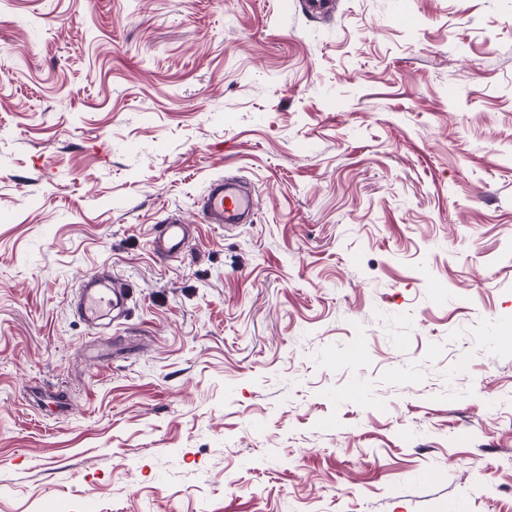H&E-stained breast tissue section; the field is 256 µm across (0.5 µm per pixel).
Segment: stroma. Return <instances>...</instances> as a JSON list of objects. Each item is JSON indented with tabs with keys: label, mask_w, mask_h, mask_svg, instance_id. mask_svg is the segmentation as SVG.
<instances>
[{
	"label": "stroma",
	"mask_w": 512,
	"mask_h": 512,
	"mask_svg": "<svg viewBox=\"0 0 512 512\" xmlns=\"http://www.w3.org/2000/svg\"><path fill=\"white\" fill-rule=\"evenodd\" d=\"M0 512H512V0H0ZM254 197L237 177L213 180L203 198L202 212L208 224H248ZM161 233L153 240V249L161 257L181 254L189 235V225L179 219L166 221ZM101 284L95 278L87 279L84 289L81 291L79 312L83 320L91 327L98 325L102 305L110 304L111 299L107 298L100 288Z\"/></svg>",
	"instance_id": "stroma-1"
}]
</instances>
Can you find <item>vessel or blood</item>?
I'll return each mask as SVG.
<instances>
[{
	"label": "vessel or blood",
	"mask_w": 512,
	"mask_h": 512,
	"mask_svg": "<svg viewBox=\"0 0 512 512\" xmlns=\"http://www.w3.org/2000/svg\"><path fill=\"white\" fill-rule=\"evenodd\" d=\"M254 210V197L236 177L213 180L203 198L202 212L210 224H244ZM189 227L181 220L166 221L161 233L154 238L153 248L157 255L169 257L181 254ZM124 299L121 289L104 294L97 279H87L81 291L79 312L89 326H97L103 304L120 305Z\"/></svg>",
	"instance_id": "obj_1"
}]
</instances>
